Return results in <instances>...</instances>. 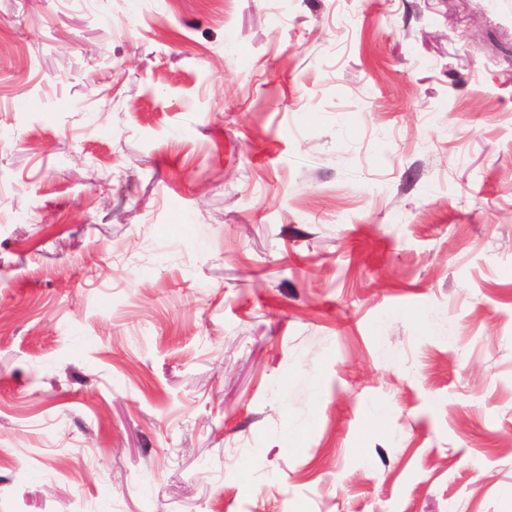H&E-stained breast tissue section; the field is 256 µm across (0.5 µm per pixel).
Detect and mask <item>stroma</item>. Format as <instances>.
Returning <instances> with one entry per match:
<instances>
[{"mask_svg":"<svg viewBox=\"0 0 512 512\" xmlns=\"http://www.w3.org/2000/svg\"><path fill=\"white\" fill-rule=\"evenodd\" d=\"M512 0H0V512H512Z\"/></svg>","mask_w":512,"mask_h":512,"instance_id":"35a3bbf8","label":"stroma"}]
</instances>
